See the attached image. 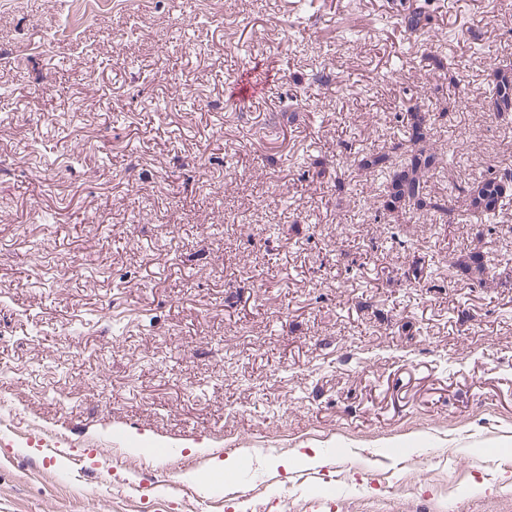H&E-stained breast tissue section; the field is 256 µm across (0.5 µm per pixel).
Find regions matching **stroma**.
Instances as JSON below:
<instances>
[{"label":"stroma","instance_id":"1","mask_svg":"<svg viewBox=\"0 0 512 512\" xmlns=\"http://www.w3.org/2000/svg\"><path fill=\"white\" fill-rule=\"evenodd\" d=\"M430 4L451 82L393 0H134L49 53L69 0L0 5V512H512V278L446 263L477 239L500 273L512 197L494 234L396 244L365 221L379 180L311 171L400 137L404 91L434 87L464 176L512 160L483 107L512 10ZM243 76L263 89L231 101ZM424 50L422 54V60L425 63V67H428L427 70L433 73H438V77H443L447 79L449 72L452 69V61L448 58L447 55L438 52V50L429 49V51ZM448 262L449 276L465 279L478 288H491V285L494 284V278L489 276L488 267L484 261V252L481 250L479 242L472 248L461 251L452 258V261Z\"/></svg>","mask_w":512,"mask_h":512}]
</instances>
